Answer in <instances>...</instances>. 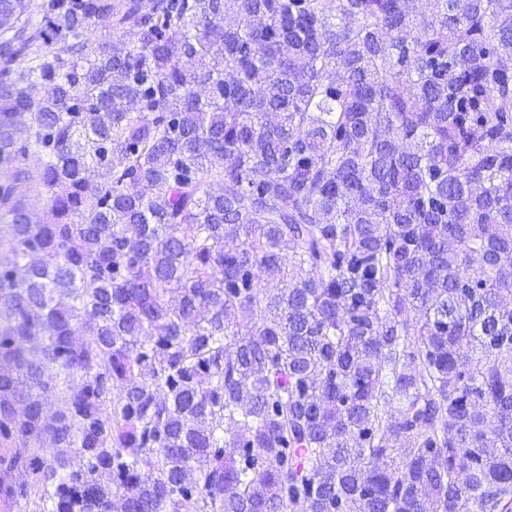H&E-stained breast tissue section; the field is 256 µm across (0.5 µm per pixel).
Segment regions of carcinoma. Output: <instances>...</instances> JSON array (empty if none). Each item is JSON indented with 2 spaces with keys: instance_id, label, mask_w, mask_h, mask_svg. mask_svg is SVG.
<instances>
[{
  "instance_id": "obj_1",
  "label": "carcinoma",
  "mask_w": 512,
  "mask_h": 512,
  "mask_svg": "<svg viewBox=\"0 0 512 512\" xmlns=\"http://www.w3.org/2000/svg\"><path fill=\"white\" fill-rule=\"evenodd\" d=\"M428 8L0 0V512H512V0Z\"/></svg>"
}]
</instances>
